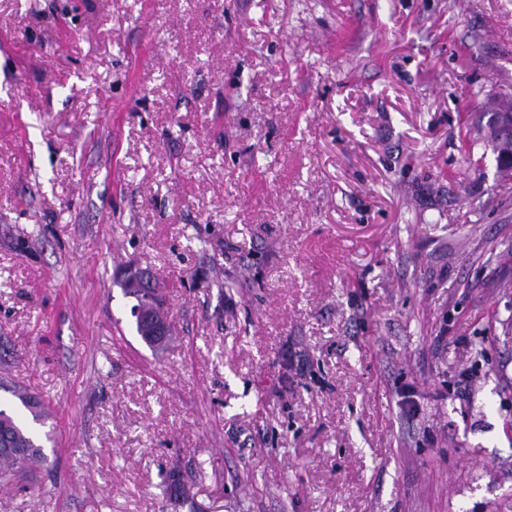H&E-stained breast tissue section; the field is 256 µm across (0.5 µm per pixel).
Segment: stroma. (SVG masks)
I'll use <instances>...</instances> for the list:
<instances>
[{
	"mask_svg": "<svg viewBox=\"0 0 512 512\" xmlns=\"http://www.w3.org/2000/svg\"><path fill=\"white\" fill-rule=\"evenodd\" d=\"M510 101L512 0H0V512H512ZM493 151L497 153V162L508 154L512 153V112H501L498 114L491 129ZM503 161L510 164L512 159L504 157ZM150 275L151 272L148 268L130 270L125 275L123 282L126 283L130 280L137 288L141 289L142 294L147 292L146 297L140 299L148 303L147 307L144 309L141 305H136L133 310V317L135 318L139 336H146L147 340L152 341L155 336H170L171 329L159 326L157 321L154 320L148 312L151 305L156 306L160 301V299L156 298V294L152 290L154 285ZM12 395L19 401L21 406L28 412L31 421L17 412L8 408H1L0 405V442L5 443L2 432L15 439L17 443L24 448V455L1 456L0 457V481L9 482L21 476L28 466L46 462L47 455L44 453L43 446L39 444V436L33 424L40 426L46 425V421L51 418V413L44 402L37 396L26 390L14 388ZM34 396L36 403L31 404L30 399ZM11 438H8L10 444H13Z\"/></svg>",
	"mask_w": 512,
	"mask_h": 512,
	"instance_id": "stroma-1",
	"label": "stroma"
}]
</instances>
